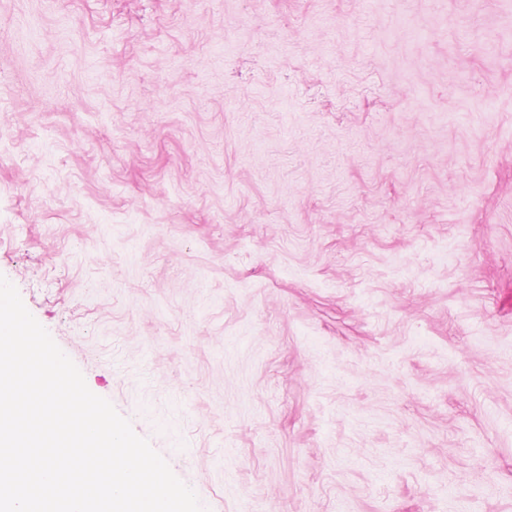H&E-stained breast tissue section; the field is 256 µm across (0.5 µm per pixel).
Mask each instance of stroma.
Returning <instances> with one entry per match:
<instances>
[{
  "label": "stroma",
  "instance_id": "stroma-1",
  "mask_svg": "<svg viewBox=\"0 0 512 512\" xmlns=\"http://www.w3.org/2000/svg\"><path fill=\"white\" fill-rule=\"evenodd\" d=\"M0 275L205 512H512V0H0Z\"/></svg>",
  "mask_w": 512,
  "mask_h": 512
}]
</instances>
